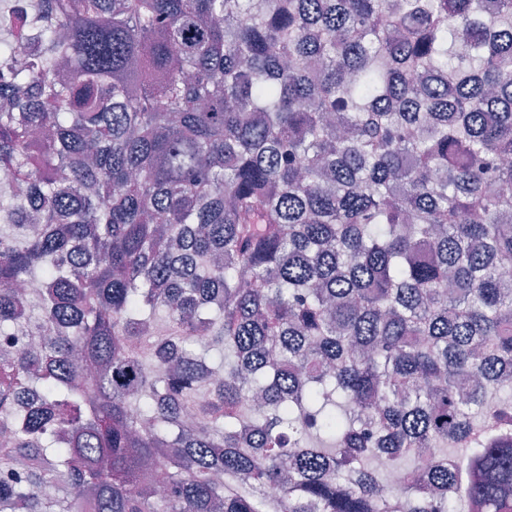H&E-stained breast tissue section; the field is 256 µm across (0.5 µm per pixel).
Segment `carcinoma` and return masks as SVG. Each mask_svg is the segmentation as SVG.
Masks as SVG:
<instances>
[{"label": "carcinoma", "instance_id": "1", "mask_svg": "<svg viewBox=\"0 0 512 512\" xmlns=\"http://www.w3.org/2000/svg\"><path fill=\"white\" fill-rule=\"evenodd\" d=\"M6 26L0 512H512V0Z\"/></svg>", "mask_w": 512, "mask_h": 512}]
</instances>
